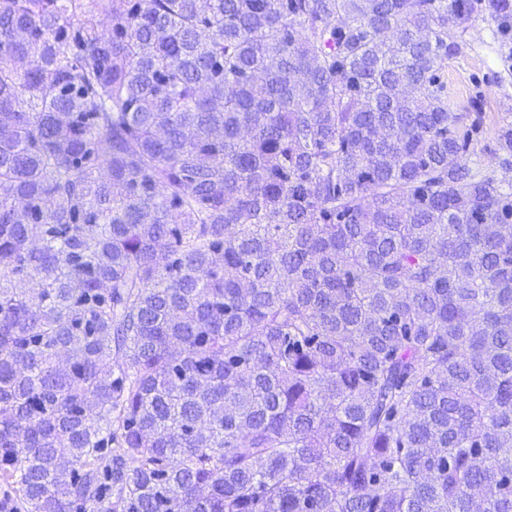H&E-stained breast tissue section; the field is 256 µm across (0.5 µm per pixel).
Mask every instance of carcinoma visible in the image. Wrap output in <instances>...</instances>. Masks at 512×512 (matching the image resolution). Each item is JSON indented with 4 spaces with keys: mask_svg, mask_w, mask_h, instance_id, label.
Returning a JSON list of instances; mask_svg holds the SVG:
<instances>
[{
    "mask_svg": "<svg viewBox=\"0 0 512 512\" xmlns=\"http://www.w3.org/2000/svg\"><path fill=\"white\" fill-rule=\"evenodd\" d=\"M478 8L0 0V512H512ZM465 26L461 37L460 30L449 26L462 48L448 60V105L453 112H472L471 102L481 92L486 134L470 165L500 170L499 161L503 156L497 151V130L503 125H512V73L505 62L510 45L512 47V32L508 39L504 38L497 25L481 15ZM493 65L506 78L507 86L487 76ZM475 76L484 79L479 87Z\"/></svg>",
    "mask_w": 512,
    "mask_h": 512,
    "instance_id": "1",
    "label": "carcinoma"
}]
</instances>
